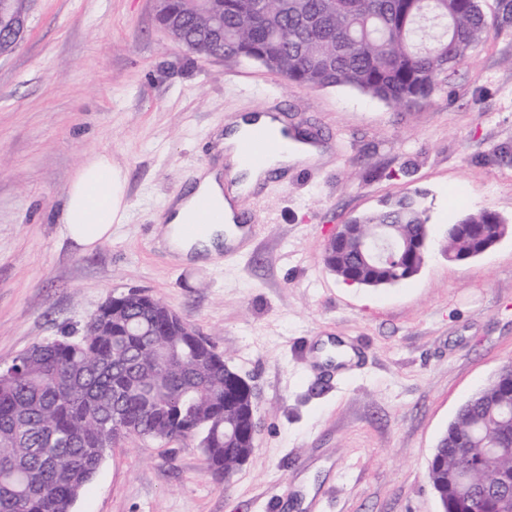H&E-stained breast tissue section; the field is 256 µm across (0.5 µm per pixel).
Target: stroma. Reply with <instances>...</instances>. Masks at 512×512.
I'll list each match as a JSON object with an SVG mask.
<instances>
[{
  "instance_id": "obj_1",
  "label": "stroma",
  "mask_w": 512,
  "mask_h": 512,
  "mask_svg": "<svg viewBox=\"0 0 512 512\" xmlns=\"http://www.w3.org/2000/svg\"><path fill=\"white\" fill-rule=\"evenodd\" d=\"M279 111L325 159L271 172L246 249L217 264L168 250L169 202L221 158L238 117ZM512 30L492 35L397 109L347 87L288 81L247 58L176 45L156 0H32L0 56V366L33 343L80 337L112 295L138 288L184 317L251 385L252 458L230 487L196 440L122 439L73 512H440L427 469L459 407L512 361V234L466 263L432 248L392 288L323 263L337 225L424 194L437 233L484 208L512 223ZM93 152L126 177L124 223L90 252L57 217Z\"/></svg>"
}]
</instances>
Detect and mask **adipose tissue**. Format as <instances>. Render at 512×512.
<instances>
[{
	"label": "adipose tissue",
	"mask_w": 512,
	"mask_h": 512,
	"mask_svg": "<svg viewBox=\"0 0 512 512\" xmlns=\"http://www.w3.org/2000/svg\"><path fill=\"white\" fill-rule=\"evenodd\" d=\"M258 123L276 134L283 127L281 121L262 115L255 121L238 119L224 132L221 146L235 178L234 184L225 185L221 168L206 169L199 173L197 185L190 194L170 203L165 242L172 252L184 258L217 260L223 246L241 242L243 233L237 225L239 201L265 179L267 168L285 169L319 159V148L291 141L270 157L267 168L244 165L239 146ZM123 191L121 171L113 166L110 155L97 153L86 158L65 192L59 227L61 236L85 250L109 240L113 225L124 218ZM203 198L212 202L221 212L222 219L207 225L204 233L185 236L182 227L194 220L198 203Z\"/></svg>",
	"instance_id": "1"
}]
</instances>
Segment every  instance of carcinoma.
Masks as SVG:
<instances>
[{
  "label": "carcinoma",
  "mask_w": 512,
  "mask_h": 512,
  "mask_svg": "<svg viewBox=\"0 0 512 512\" xmlns=\"http://www.w3.org/2000/svg\"><path fill=\"white\" fill-rule=\"evenodd\" d=\"M224 34L204 14H177L174 42L203 57L222 53L260 63L310 87H349L393 107L409 108L434 92L491 35L512 28V0H222ZM368 232L390 224L412 243L431 234L427 208L398 197L377 213L353 219ZM488 209L448 225L451 259L477 252L497 233ZM428 250L368 267L351 242L325 250L338 278L404 282L424 266ZM0 369V512H72L108 448L121 438L198 440L208 475L227 484L253 456L256 422L250 391L226 375L224 356L161 301L146 296L101 308L83 336L39 341ZM512 370L476 391L444 431L428 465L441 512H505L482 488L492 476L512 487V454L483 461L490 442L512 448ZM481 426L470 444L474 488H458L456 437Z\"/></svg>",
  "instance_id": "1"
}]
</instances>
